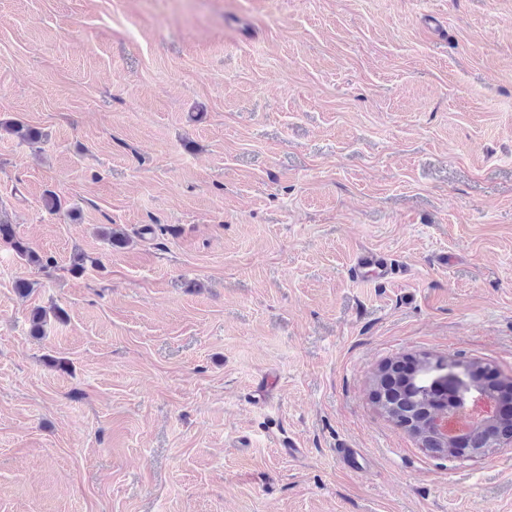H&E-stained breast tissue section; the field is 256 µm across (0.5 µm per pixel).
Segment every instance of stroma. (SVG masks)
<instances>
[{"mask_svg":"<svg viewBox=\"0 0 512 512\" xmlns=\"http://www.w3.org/2000/svg\"><path fill=\"white\" fill-rule=\"evenodd\" d=\"M0 119V512H512L372 385L512 376V0H0ZM14 136L22 141H36L41 136V132L30 125L18 120H1L0 134ZM0 240L1 243L11 247L20 258L25 259L33 265H44L43 258L27 243L18 238L13 225L2 218H0ZM400 272L388 254L372 249L359 252L351 268L352 277L358 281L391 279Z\"/></svg>","mask_w":512,"mask_h":512,"instance_id":"35a3bbf8","label":"stroma"}]
</instances>
